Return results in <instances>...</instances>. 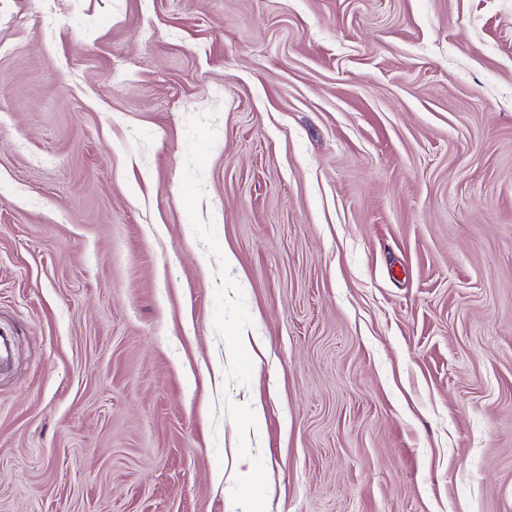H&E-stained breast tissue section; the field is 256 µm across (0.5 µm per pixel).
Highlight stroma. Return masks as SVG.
<instances>
[{"mask_svg":"<svg viewBox=\"0 0 512 512\" xmlns=\"http://www.w3.org/2000/svg\"><path fill=\"white\" fill-rule=\"evenodd\" d=\"M0 333V512H512V0H0Z\"/></svg>","mask_w":512,"mask_h":512,"instance_id":"1","label":"stroma"}]
</instances>
